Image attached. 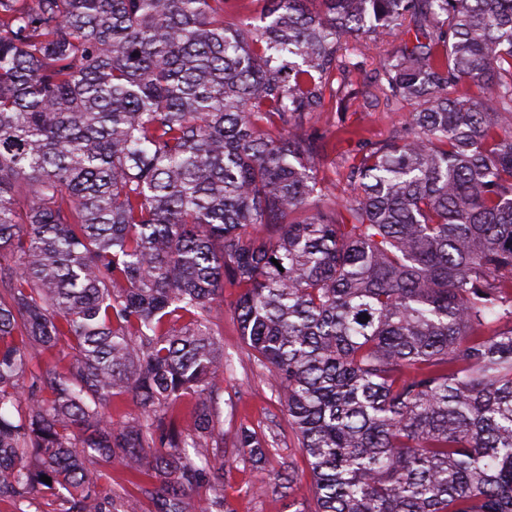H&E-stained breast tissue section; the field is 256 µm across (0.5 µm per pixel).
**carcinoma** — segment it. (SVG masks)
I'll return each mask as SVG.
<instances>
[{
	"label": "carcinoma",
	"instance_id": "carcinoma-1",
	"mask_svg": "<svg viewBox=\"0 0 512 512\" xmlns=\"http://www.w3.org/2000/svg\"><path fill=\"white\" fill-rule=\"evenodd\" d=\"M242 2L0 0V500L234 512L228 282L310 473L260 488L512 512V0ZM350 48L415 111L336 196L311 128L365 95ZM114 463L134 490L104 499Z\"/></svg>",
	"mask_w": 512,
	"mask_h": 512
}]
</instances>
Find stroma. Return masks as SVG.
I'll use <instances>...</instances> for the list:
<instances>
[{
    "instance_id": "obj_1",
    "label": "stroma",
    "mask_w": 512,
    "mask_h": 512,
    "mask_svg": "<svg viewBox=\"0 0 512 512\" xmlns=\"http://www.w3.org/2000/svg\"><path fill=\"white\" fill-rule=\"evenodd\" d=\"M409 107L397 111L386 109L372 99H357L342 111L324 113L317 126L325 137L328 158L322 168L327 181L343 187L346 165L356 149L358 137L385 139L393 126L404 123ZM225 356L232 365L224 374L221 409L224 436L232 438L239 426H247L259 435L276 442L267 460H251L247 451L225 447L224 497L233 512H292L287 499L272 493H252L265 472L282 470L291 465L298 474L307 471L306 460L288 425V417L271 391L266 373L256 367L251 350L243 343L232 313L218 317Z\"/></svg>"
}]
</instances>
